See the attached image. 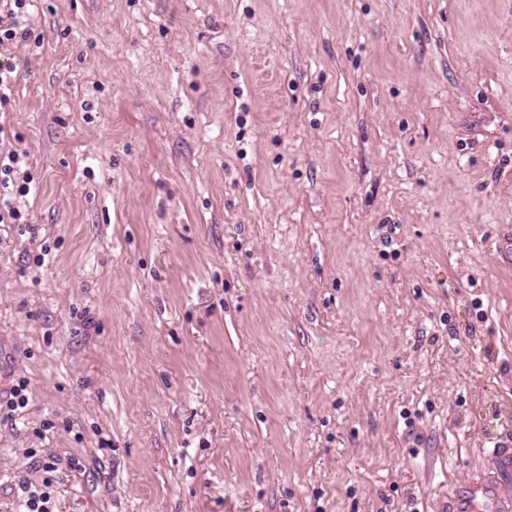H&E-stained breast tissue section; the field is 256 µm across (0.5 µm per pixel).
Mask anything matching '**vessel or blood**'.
<instances>
[{
    "instance_id": "obj_1",
    "label": "vessel or blood",
    "mask_w": 512,
    "mask_h": 512,
    "mask_svg": "<svg viewBox=\"0 0 512 512\" xmlns=\"http://www.w3.org/2000/svg\"><path fill=\"white\" fill-rule=\"evenodd\" d=\"M487 466L448 493V512H512V495L504 487L512 481V448L502 446L489 454Z\"/></svg>"
}]
</instances>
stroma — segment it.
I'll return each mask as SVG.
<instances>
[{"label":"stroma","mask_w":512,"mask_h":512,"mask_svg":"<svg viewBox=\"0 0 512 512\" xmlns=\"http://www.w3.org/2000/svg\"><path fill=\"white\" fill-rule=\"evenodd\" d=\"M29 26L0 512L22 480L54 512H442L512 444V0H35ZM25 391H27L26 385L19 383L12 387L7 400L0 398V424L10 422L13 425L12 422H16V416L19 415L18 409L28 404Z\"/></svg>","instance_id":"obj_1"}]
</instances>
